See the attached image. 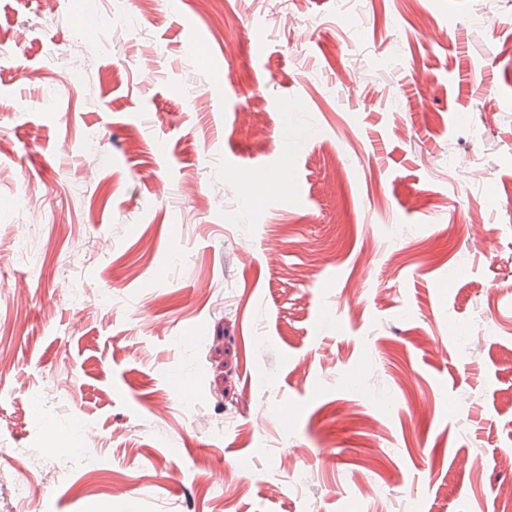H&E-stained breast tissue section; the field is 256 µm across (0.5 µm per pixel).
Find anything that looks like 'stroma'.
<instances>
[{"instance_id": "obj_1", "label": "stroma", "mask_w": 512, "mask_h": 512, "mask_svg": "<svg viewBox=\"0 0 512 512\" xmlns=\"http://www.w3.org/2000/svg\"><path fill=\"white\" fill-rule=\"evenodd\" d=\"M83 7L0 0V512H496L512 0Z\"/></svg>"}]
</instances>
